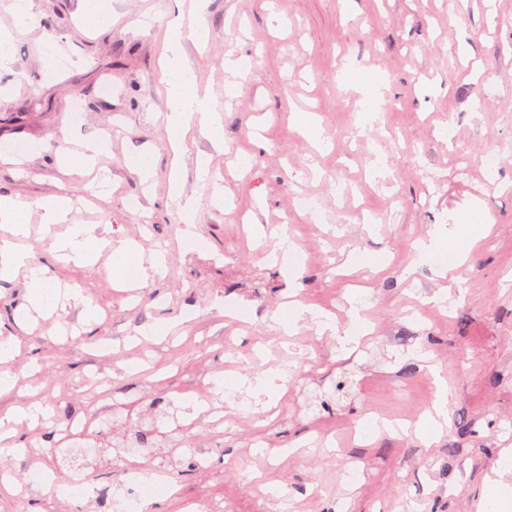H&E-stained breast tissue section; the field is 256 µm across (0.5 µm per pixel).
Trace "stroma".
I'll list each match as a JSON object with an SVG mask.
<instances>
[{"label": "stroma", "mask_w": 512, "mask_h": 512, "mask_svg": "<svg viewBox=\"0 0 512 512\" xmlns=\"http://www.w3.org/2000/svg\"><path fill=\"white\" fill-rule=\"evenodd\" d=\"M14 2L0 0L13 53L0 69V141L16 149L0 161V195L33 205L68 196L69 223L93 226L105 246L89 263L65 259L36 214L24 242L57 284L92 300L94 320L64 301L20 326L24 280L0 282V339L19 340L0 415L30 401L44 408L37 426L14 424L18 451L0 453L17 487L0 493V512H102L79 492L43 493L39 472L115 488L132 465L165 470L157 451L109 452L84 466L53 450L59 419L87 418L99 438L129 436L156 398L175 409L158 426L186 465L175 494L152 495L153 512H184L189 500L224 512H483L493 480L512 484V158L492 177L482 167L512 141V0H206V38L185 40L182 57L222 140L193 128L178 157L158 118L174 0H112L110 20L95 27L83 0H32L36 20L24 29ZM50 42L65 67L46 54ZM371 90L379 122L352 141ZM296 112L316 115L319 139L295 130ZM100 136L111 152L96 177L60 168L58 148ZM139 156L153 184L128 167ZM200 156L210 160L204 182ZM175 163L201 250L182 247L181 204L167 193ZM97 177L112 186L100 203ZM298 196L316 200V213L295 207ZM485 217L491 231L475 234ZM256 224L294 237L303 263L288 271L268 261L272 240L256 238ZM420 238L464 259L447 300L435 297L445 284L438 265L411 249ZM127 244L145 257L165 252V275L123 288L110 250ZM340 296L367 313L368 333L348 355L352 311L330 332L311 318L289 333L269 319L295 299L319 310ZM165 323V335L138 333ZM424 350L448 385L443 434L429 448L413 431L363 435L370 411L426 421L437 389L415 360ZM279 364L287 382L262 384ZM204 383L225 427L181 410ZM106 404L121 405L124 420L108 421ZM202 448L211 467L196 471L187 462ZM355 461L368 467L356 486Z\"/></svg>", "instance_id": "obj_1"}]
</instances>
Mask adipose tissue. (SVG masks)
<instances>
[{
  "instance_id": "adipose-tissue-1",
  "label": "adipose tissue",
  "mask_w": 512,
  "mask_h": 512,
  "mask_svg": "<svg viewBox=\"0 0 512 512\" xmlns=\"http://www.w3.org/2000/svg\"><path fill=\"white\" fill-rule=\"evenodd\" d=\"M184 26L181 19H174L167 30L166 41L169 57V92L167 110L161 120L169 134L173 151H180L183 138L193 124L207 127L212 137H219L220 126L205 111L199 96L193 74L181 63ZM38 208L41 221L46 225L67 224V231L56 240L57 250L63 251L81 261L93 257L96 238L85 224H68L69 200L64 196H51L40 201ZM112 260L118 265L124 278L123 285L136 287L147 282L151 274L160 272L166 263L165 254L158 253L150 260H143L133 247L125 246L113 251ZM24 274L27 285L25 302L18 309L20 317H28L31 311L51 308L58 299V293L48 275L47 269L32 263L27 256L18 252L13 243H0V281Z\"/></svg>"
}]
</instances>
